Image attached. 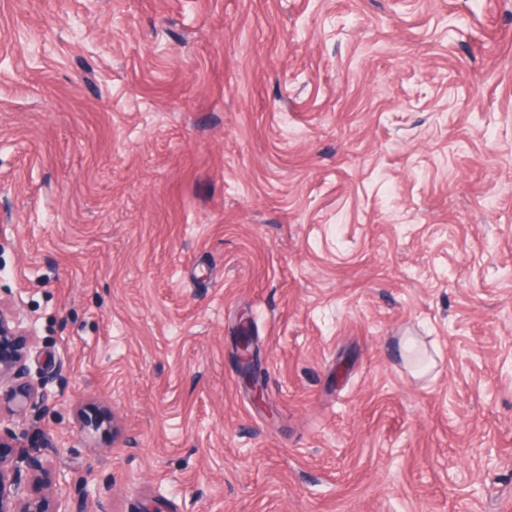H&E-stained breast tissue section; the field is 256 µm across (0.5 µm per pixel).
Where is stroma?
<instances>
[{"label": "stroma", "instance_id": "35a3bbf8", "mask_svg": "<svg viewBox=\"0 0 512 512\" xmlns=\"http://www.w3.org/2000/svg\"><path fill=\"white\" fill-rule=\"evenodd\" d=\"M0 304L58 512H512V0H0ZM32 324L17 313L0 306V387L9 383L5 394L7 421L21 415L28 407L44 403L48 398L46 384L26 378V361L36 336ZM243 327H247L246 325H242L239 336H237L236 347L239 353L240 364H241V379L245 386L254 388L255 387V358H256V349L254 347V341L252 338L251 344L246 348L245 337L243 334Z\"/></svg>", "mask_w": 512, "mask_h": 512}]
</instances>
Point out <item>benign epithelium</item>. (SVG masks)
I'll use <instances>...</instances> for the list:
<instances>
[{
    "instance_id": "1",
    "label": "benign epithelium",
    "mask_w": 512,
    "mask_h": 512,
    "mask_svg": "<svg viewBox=\"0 0 512 512\" xmlns=\"http://www.w3.org/2000/svg\"><path fill=\"white\" fill-rule=\"evenodd\" d=\"M36 336L31 324L17 313L0 308V385L8 384L5 394L6 413L0 412V422L13 418L27 408L48 398L46 384L24 378L26 361ZM236 347L241 364V379L245 386L255 387L254 345H246L244 334L237 336ZM0 512H52L46 495L31 496L21 486L19 471L9 467V460L0 454Z\"/></svg>"
}]
</instances>
